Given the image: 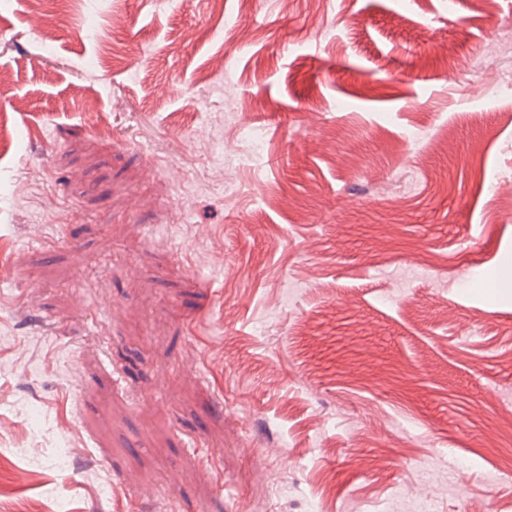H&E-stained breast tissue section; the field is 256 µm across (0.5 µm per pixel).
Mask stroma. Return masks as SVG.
<instances>
[{"label": "stroma", "mask_w": 512, "mask_h": 512, "mask_svg": "<svg viewBox=\"0 0 512 512\" xmlns=\"http://www.w3.org/2000/svg\"><path fill=\"white\" fill-rule=\"evenodd\" d=\"M494 54L512 0H0V500L512 512Z\"/></svg>", "instance_id": "obj_1"}]
</instances>
